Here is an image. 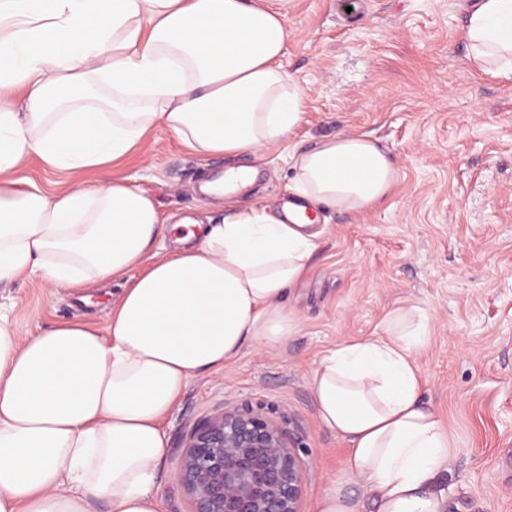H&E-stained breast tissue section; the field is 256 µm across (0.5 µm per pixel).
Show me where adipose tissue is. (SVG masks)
I'll use <instances>...</instances> for the list:
<instances>
[{"label": "adipose tissue", "mask_w": 512, "mask_h": 512, "mask_svg": "<svg viewBox=\"0 0 512 512\" xmlns=\"http://www.w3.org/2000/svg\"><path fill=\"white\" fill-rule=\"evenodd\" d=\"M296 0H0V283L42 272L82 290L142 273L103 328L75 322L24 335L0 312V512H162L154 492L164 421L189 383L297 325L282 301L325 234L312 212L359 211L397 181L388 151L339 134L292 155L286 214L235 203L254 171L224 173L230 203L158 255L153 198L114 163L165 126L199 157L255 156L290 138L305 90L283 69ZM470 64L512 75V0H478L463 28ZM95 183L27 190L30 155ZM430 315L416 299L380 336L344 341L312 369L321 425L347 442L345 476L367 498L329 490L314 512H446L437 478L455 445L421 405L415 354Z\"/></svg>", "instance_id": "1"}]
</instances>
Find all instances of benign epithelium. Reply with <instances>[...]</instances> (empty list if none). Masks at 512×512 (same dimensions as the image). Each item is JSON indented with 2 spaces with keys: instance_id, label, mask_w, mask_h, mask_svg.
I'll return each instance as SVG.
<instances>
[{
  "instance_id": "1",
  "label": "benign epithelium",
  "mask_w": 512,
  "mask_h": 512,
  "mask_svg": "<svg viewBox=\"0 0 512 512\" xmlns=\"http://www.w3.org/2000/svg\"><path fill=\"white\" fill-rule=\"evenodd\" d=\"M302 474L286 433L251 407L197 426L176 469L193 512H299Z\"/></svg>"
}]
</instances>
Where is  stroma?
I'll return each instance as SVG.
<instances>
[{
  "label": "stroma",
  "mask_w": 512,
  "mask_h": 512,
  "mask_svg": "<svg viewBox=\"0 0 512 512\" xmlns=\"http://www.w3.org/2000/svg\"><path fill=\"white\" fill-rule=\"evenodd\" d=\"M475 2L298 0L282 64L307 90L305 115L289 142L245 158L258 175L240 200L281 208L292 198L289 152L340 132L378 138L398 180L376 207L322 210L326 233L285 301L297 323L286 344L246 348L223 371L189 384L165 421L163 512L192 510L175 471L194 427L245 406L275 420L301 457V512H314L333 487L361 494L341 477L348 445L319 423L307 376L337 343L380 335L384 314L408 297L431 317L430 341L416 356L421 400L456 445L439 479L449 512H512V76L470 66L462 28ZM231 164L200 159L160 125L112 174L145 190L173 225L220 215L224 200L201 196L198 185ZM23 173L53 190L96 179L46 170L34 155ZM138 275L78 296L49 293L32 273L0 284V310L27 334L78 320L101 327Z\"/></svg>",
  "instance_id": "35a3bbf8"
}]
</instances>
